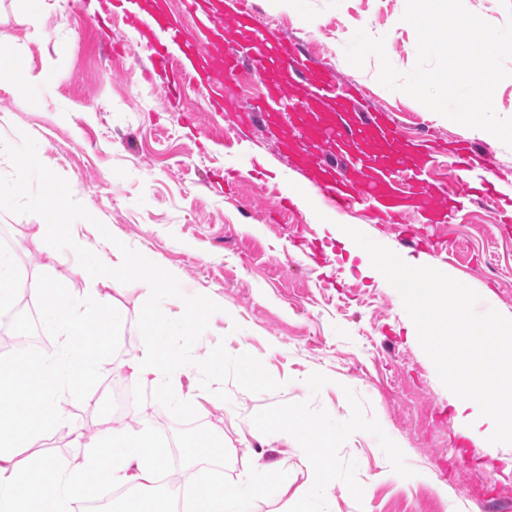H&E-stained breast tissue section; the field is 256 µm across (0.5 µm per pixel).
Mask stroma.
Segmentation results:
<instances>
[{
    "instance_id": "35a3bbf8",
    "label": "stroma",
    "mask_w": 512,
    "mask_h": 512,
    "mask_svg": "<svg viewBox=\"0 0 512 512\" xmlns=\"http://www.w3.org/2000/svg\"><path fill=\"white\" fill-rule=\"evenodd\" d=\"M122 2L66 0L33 27L26 22V0H0V50L54 74L25 96L0 85V139L17 145L26 134L39 143L45 163L95 218L76 227L89 246H96L95 225L103 223L174 274L184 293L219 305L193 348L195 358L220 343L238 350L242 333L250 354L281 381V389L256 394L226 380L230 399L224 402L200 388L197 369L179 373L198 425L224 438L227 478L241 483L249 467L264 464L287 472L292 495L319 479L302 452L311 434L256 435L267 417L285 413L336 425L335 439L316 443L331 465V512H499L497 488L512 487V474L454 420L447 389L410 334L399 293L364 266L345 230L336 234L304 211L282 209L289 184L304 186L315 200L321 192L281 153L276 113H265L245 140H225L233 115L213 107L207 85L188 83L172 96L160 77H147L150 50L139 44ZM249 2L261 21L299 43L312 62L308 82L330 67L341 80L367 88L377 109L393 114L399 141L466 142L475 164L493 167L499 186L512 189V148L479 139L471 128L447 123L411 96L382 86L377 57L360 69L346 61L356 23L384 37L398 71L414 66L417 35L401 21L406 0H302L297 13L273 8L270 0ZM504 212L503 202L490 198L440 224L416 218L392 224L360 209L334 218L390 248L447 265L487 307L511 317L512 222ZM41 222L34 214L0 210V241L13 243L24 276L45 273L83 294L89 283L75 253L48 256ZM145 288L116 281L100 287L126 321L100 381L84 402L63 395L68 422L42 437L41 451L57 454L65 467L77 466L106 431L146 421L171 440L181 428L151 398L117 416L109 411L114 387L130 392L136 384L117 365L140 349ZM367 420L376 421L375 430L351 433ZM391 434L398 447L387 446ZM366 480L373 490L362 501L352 489Z\"/></svg>"
}]
</instances>
